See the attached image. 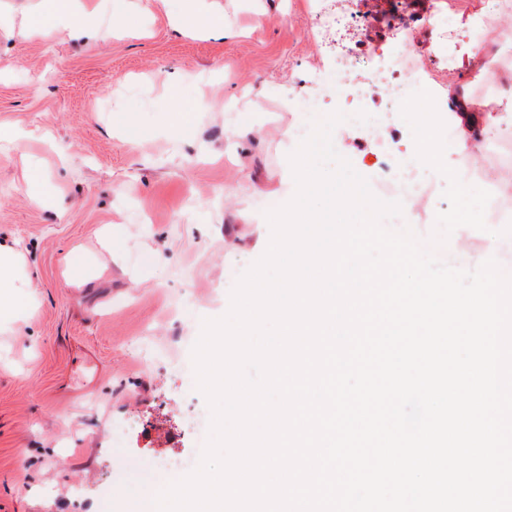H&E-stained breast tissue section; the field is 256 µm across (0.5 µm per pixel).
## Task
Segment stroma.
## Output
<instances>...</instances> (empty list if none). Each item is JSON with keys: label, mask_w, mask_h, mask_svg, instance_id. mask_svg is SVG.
<instances>
[{"label": "stroma", "mask_w": 512, "mask_h": 512, "mask_svg": "<svg viewBox=\"0 0 512 512\" xmlns=\"http://www.w3.org/2000/svg\"><path fill=\"white\" fill-rule=\"evenodd\" d=\"M182 3L102 0L72 33L48 30L47 0H0V126L21 133L0 142V244L26 303L0 319V512H127L136 466L198 455L177 427L208 408L192 349L264 254L268 202L295 193L297 104L335 72L316 0H211L221 28L201 34L169 25ZM340 6L368 24L369 67L409 53L425 71L409 86L447 119L459 82L485 115L466 63L512 25L501 0ZM447 251L512 275V236L463 226Z\"/></svg>", "instance_id": "obj_1"}]
</instances>
